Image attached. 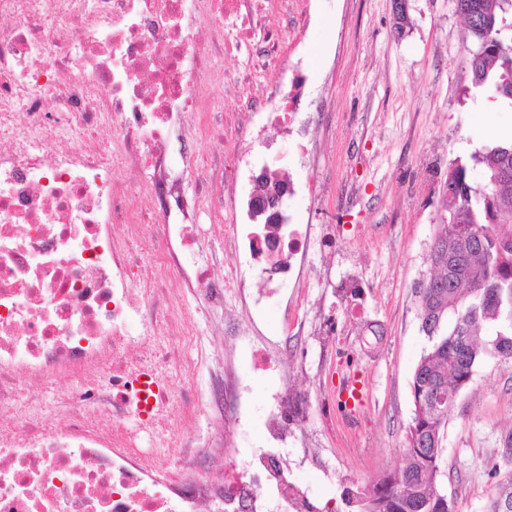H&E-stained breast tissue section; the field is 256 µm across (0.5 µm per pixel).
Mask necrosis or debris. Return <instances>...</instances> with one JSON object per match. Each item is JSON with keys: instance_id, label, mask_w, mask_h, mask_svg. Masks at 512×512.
Here are the masks:
<instances>
[{"instance_id": "obj_1", "label": "necrosis or debris", "mask_w": 512, "mask_h": 512, "mask_svg": "<svg viewBox=\"0 0 512 512\" xmlns=\"http://www.w3.org/2000/svg\"><path fill=\"white\" fill-rule=\"evenodd\" d=\"M288 0H0L15 27L0 33V512H202L208 493L186 476L195 451L211 445L198 412L209 411L226 435L224 492L216 512H314L308 488L289 480L275 457L287 447L309 398L290 387L267 395L258 450L241 456L230 438L254 402L251 385L212 362L191 306L224 309L226 294L244 301L235 343L255 368L276 370L281 353L257 340L263 309L305 280L312 256L336 253L335 232L293 223H187L189 206L212 193L234 212L243 179L289 175L251 160L265 131L306 137L293 104L299 84L250 92L252 75L232 89L260 116L224 131L218 187L192 202L173 198L163 178L124 186L122 167L160 168L179 154L196 165L190 117L210 105L223 75L218 51L247 52L254 67L280 61L297 70L286 36L263 34L270 6ZM152 203L155 240L137 214ZM241 257L239 270L215 276L207 240ZM177 281L183 293L163 295ZM194 348L183 362L179 350ZM160 382L149 418L138 414L142 373ZM31 383L18 401L19 382ZM55 387L48 396L46 387ZM187 421L173 433L170 419Z\"/></svg>"}]
</instances>
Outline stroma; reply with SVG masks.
I'll return each instance as SVG.
<instances>
[{
  "label": "stroma",
  "mask_w": 512,
  "mask_h": 512,
  "mask_svg": "<svg viewBox=\"0 0 512 512\" xmlns=\"http://www.w3.org/2000/svg\"><path fill=\"white\" fill-rule=\"evenodd\" d=\"M310 23L294 27L279 9L265 26L287 35L307 60L297 73L296 110L314 144L308 164L281 134L269 137L292 170L288 206L299 224L336 228L334 261L310 288L284 289L285 305L268 308L259 334L296 360L287 377L253 368L247 353L224 340L232 323L195 312L199 329L216 334L215 358L248 378L255 393L288 381L311 407L293 447L280 453L292 479L310 490L317 512H341L343 487L363 488L402 467L413 415L411 381L426 339L419 329L417 289L431 274L433 218L454 159L481 144L512 138V109L467 98L470 43L454 0H409L408 22L396 30L392 0H306ZM196 153L221 172L231 148L211 113L190 119ZM323 188L319 201L310 184ZM362 286L356 302L335 296L343 278ZM336 322L328 345L309 333L323 317ZM298 322L286 331L285 319ZM366 387L361 405L337 404L345 377ZM512 433V363L489 358L448 413L443 484L456 512H483L512 477L503 439Z\"/></svg>",
  "instance_id": "obj_1"
}]
</instances>
